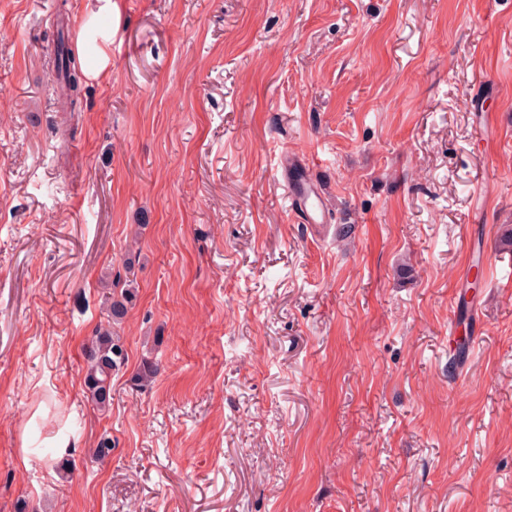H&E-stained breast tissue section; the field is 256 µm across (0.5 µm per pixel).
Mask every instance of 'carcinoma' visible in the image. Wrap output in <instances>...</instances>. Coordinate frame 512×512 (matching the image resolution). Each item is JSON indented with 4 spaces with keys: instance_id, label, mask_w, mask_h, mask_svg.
I'll return each instance as SVG.
<instances>
[{
    "instance_id": "carcinoma-1",
    "label": "carcinoma",
    "mask_w": 512,
    "mask_h": 512,
    "mask_svg": "<svg viewBox=\"0 0 512 512\" xmlns=\"http://www.w3.org/2000/svg\"><path fill=\"white\" fill-rule=\"evenodd\" d=\"M53 64L61 83L62 96L74 110L80 104L82 71L80 64L65 48L61 31L56 36ZM134 298L135 289L131 285L119 278L112 282V296L107 301L109 324L96 330L86 349L84 385L97 410L102 413L108 412L112 404V374L126 362V352L115 326L123 320ZM158 371V363L148 357L142 359L135 375L136 384L141 387L150 385Z\"/></svg>"
}]
</instances>
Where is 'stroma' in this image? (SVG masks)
<instances>
[{
	"mask_svg": "<svg viewBox=\"0 0 512 512\" xmlns=\"http://www.w3.org/2000/svg\"><path fill=\"white\" fill-rule=\"evenodd\" d=\"M136 229L102 416L83 350ZM0 512H512V0H0ZM54 72L60 80L62 96L73 111L80 104L82 71L80 64L65 48L63 31H58L54 50ZM281 179L291 199V210L302 224H326L328 203L320 182L309 173L306 162L284 149L280 155Z\"/></svg>",
	"mask_w": 512,
	"mask_h": 512,
	"instance_id": "35a3bbf8",
	"label": "stroma"
}]
</instances>
